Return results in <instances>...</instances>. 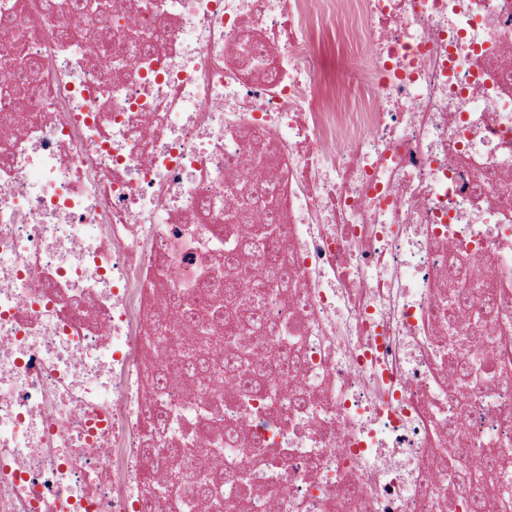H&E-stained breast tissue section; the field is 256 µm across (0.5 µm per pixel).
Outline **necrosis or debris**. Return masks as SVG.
I'll list each match as a JSON object with an SVG mask.
<instances>
[{"label":"necrosis or debris","instance_id":"necrosis-or-debris-1","mask_svg":"<svg viewBox=\"0 0 512 512\" xmlns=\"http://www.w3.org/2000/svg\"><path fill=\"white\" fill-rule=\"evenodd\" d=\"M0 0V512H459L512 493V0ZM327 31L354 64L323 69ZM139 35L122 67L96 44ZM268 158L277 255L250 348L300 405L170 356L210 321ZM480 354L449 380L448 339ZM165 412L152 427L150 408ZM196 434L233 484L148 494Z\"/></svg>","mask_w":512,"mask_h":512}]
</instances>
